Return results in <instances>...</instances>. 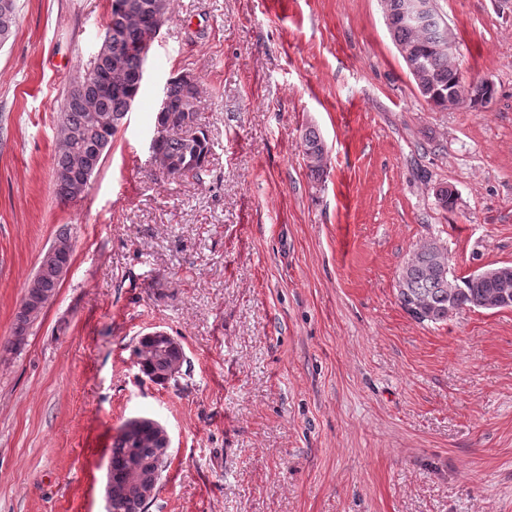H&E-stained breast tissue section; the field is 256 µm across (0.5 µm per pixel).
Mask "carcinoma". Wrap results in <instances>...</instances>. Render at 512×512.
<instances>
[{
  "label": "carcinoma",
  "mask_w": 512,
  "mask_h": 512,
  "mask_svg": "<svg viewBox=\"0 0 512 512\" xmlns=\"http://www.w3.org/2000/svg\"><path fill=\"white\" fill-rule=\"evenodd\" d=\"M403 0H386L388 12L394 17L390 34L406 64L417 90L431 104L448 109V99L458 96L463 76L456 59L448 56L447 42L440 35L441 18L433 14L422 27H409L399 19ZM170 11V0H112L110 17L122 34L112 41V81L124 84L119 95L102 96L82 77L70 83L60 112V140L53 157L55 193L64 202H72L85 193L77 179L65 180L63 173H78L97 160L99 150H110L112 139L130 112V101L137 99L142 82L140 72L142 51L154 46L155 30L164 25ZM167 115L174 117L172 128H179L183 110L197 116L200 85L186 87L183 76L167 81L164 87ZM303 155L309 174L314 179L326 175L327 160L320 134L308 128L302 134ZM155 153L164 174L173 178H197L205 168L210 153L207 134L198 136L170 135L158 139ZM56 248L46 251L33 278L23 289L22 300H37L47 305L60 288V266L72 257L73 246L68 226L58 230ZM401 307L419 322L441 323L448 320V311L465 307L497 310L508 307L503 293L512 300V287L503 289L498 282L469 275L457 278L448 271V251L430 239L416 248L399 268L396 280ZM32 324L29 312L18 308L14 330L7 346L20 348ZM134 355L146 359V376L166 377L172 365L185 362L184 353L164 349L140 338ZM112 472V509L114 512H146L148 503L143 490L160 482L167 462L159 461L158 448L148 431L130 437L117 433L110 455ZM139 466L137 479H129L130 467Z\"/></svg>",
  "instance_id": "obj_1"
}]
</instances>
